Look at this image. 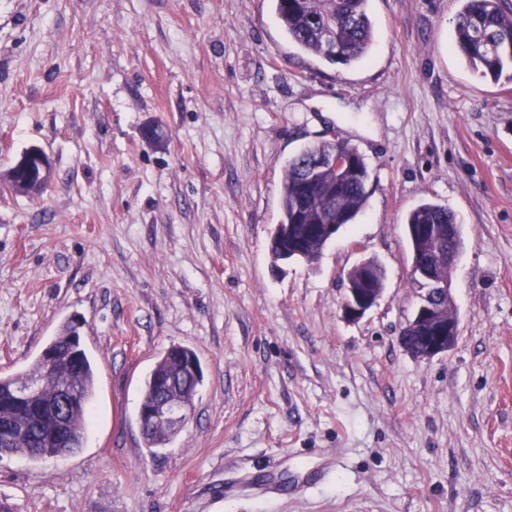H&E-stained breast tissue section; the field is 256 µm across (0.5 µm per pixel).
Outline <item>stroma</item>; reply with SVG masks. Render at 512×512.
<instances>
[{
	"label": "stroma",
	"instance_id": "35a3bbf8",
	"mask_svg": "<svg viewBox=\"0 0 512 512\" xmlns=\"http://www.w3.org/2000/svg\"><path fill=\"white\" fill-rule=\"evenodd\" d=\"M275 0H0V375L78 321L95 392L81 448L0 458L15 512H512V79L455 46L463 0H369L374 44L332 65ZM162 139L146 140L144 127ZM364 156L369 197L315 262L273 265L286 163ZM445 207L459 333L398 342L421 293L407 213ZM377 304L342 309L363 258ZM174 346L204 379L162 448L138 424ZM52 164L47 153L32 146L21 154L9 170V178L18 182L24 191L41 193L47 190L52 178ZM356 266L365 271L364 286L363 288H352L348 280L352 284H357L362 278V273L356 268L351 269L347 273L348 280L346 279V294L343 301L344 314L353 320L361 318L377 303L383 288H377L376 278L381 272L385 276L383 267L374 258H365Z\"/></svg>",
	"mask_w": 512,
	"mask_h": 512
}]
</instances>
